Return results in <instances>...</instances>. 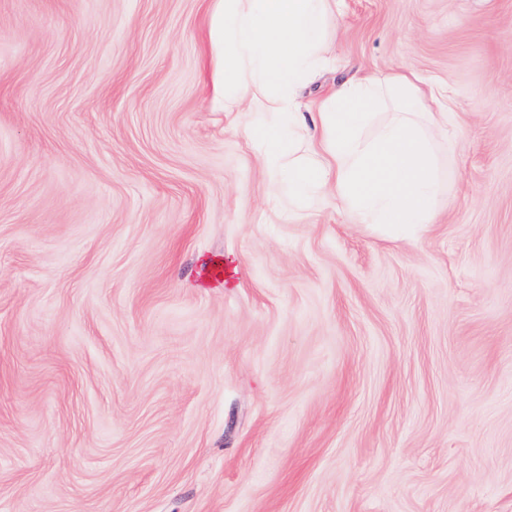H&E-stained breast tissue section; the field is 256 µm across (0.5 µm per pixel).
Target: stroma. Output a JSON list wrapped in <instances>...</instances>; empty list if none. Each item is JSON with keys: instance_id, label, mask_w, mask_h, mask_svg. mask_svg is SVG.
I'll list each match as a JSON object with an SVG mask.
<instances>
[{"instance_id": "obj_1", "label": "stroma", "mask_w": 512, "mask_h": 512, "mask_svg": "<svg viewBox=\"0 0 512 512\" xmlns=\"http://www.w3.org/2000/svg\"><path fill=\"white\" fill-rule=\"evenodd\" d=\"M208 5L0 0V512H512V0H341L306 101L452 87L410 239L271 205Z\"/></svg>"}]
</instances>
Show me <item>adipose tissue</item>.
<instances>
[{"label":"adipose tissue","instance_id":"ef3b65f1","mask_svg":"<svg viewBox=\"0 0 512 512\" xmlns=\"http://www.w3.org/2000/svg\"><path fill=\"white\" fill-rule=\"evenodd\" d=\"M338 0H211L207 38L212 91L225 112H250L249 136L272 185L289 201H336L359 223L407 237L431 223L440 181L434 133L448 113L402 73L362 76L318 104L302 91L336 59L324 50ZM391 118L373 138L364 128L375 111ZM316 111L320 137L304 140L303 114Z\"/></svg>","mask_w":512,"mask_h":512}]
</instances>
